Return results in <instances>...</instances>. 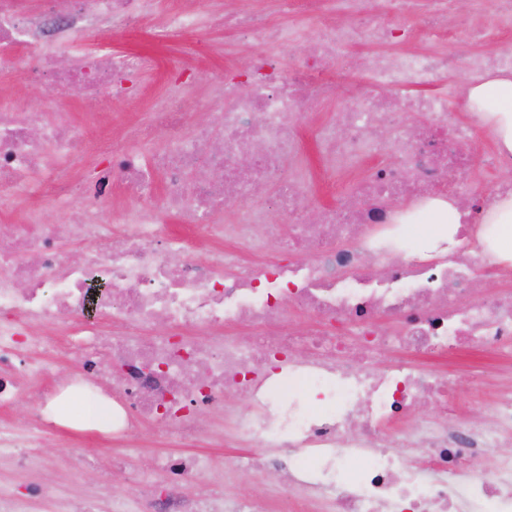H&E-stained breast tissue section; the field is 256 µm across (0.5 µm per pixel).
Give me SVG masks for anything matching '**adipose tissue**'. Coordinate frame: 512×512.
<instances>
[{"mask_svg": "<svg viewBox=\"0 0 512 512\" xmlns=\"http://www.w3.org/2000/svg\"><path fill=\"white\" fill-rule=\"evenodd\" d=\"M469 101L478 105L481 120L492 129L499 151L512 154V75L490 78L473 86ZM425 211L426 221L432 226L424 236L425 241L444 239L449 247H456L460 205L434 199ZM478 237L485 253L494 261L512 265V195L497 198L483 211Z\"/></svg>", "mask_w": 512, "mask_h": 512, "instance_id": "1", "label": "adipose tissue"}]
</instances>
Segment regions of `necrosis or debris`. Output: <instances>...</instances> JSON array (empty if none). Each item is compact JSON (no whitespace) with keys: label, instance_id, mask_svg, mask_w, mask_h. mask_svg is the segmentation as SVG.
Wrapping results in <instances>:
<instances>
[{"label":"necrosis or debris","instance_id":"4bbe7bcc","mask_svg":"<svg viewBox=\"0 0 512 512\" xmlns=\"http://www.w3.org/2000/svg\"><path fill=\"white\" fill-rule=\"evenodd\" d=\"M222 17L208 0H178L157 13L155 0H0V68L17 56L40 62V93L66 86L111 105L151 69L147 56L109 55L56 66L57 41L76 32L96 37L158 17L163 33L199 34L222 24L254 52L250 83L238 91L231 69L202 89L168 84L150 125L131 124L103 138L93 191L74 195L69 166L83 160L89 127L69 113L32 110L0 93V409L26 397L65 395L60 356L79 363L84 389L112 402L111 431L101 439L118 453L138 446L145 425L161 430L174 456L129 475L128 492L102 500L87 490L55 512H512V292L483 287L476 268L512 280V267L490 262L475 241L476 211L463 214L453 255L424 257L398 233L410 205L456 200L457 173L482 163L511 167L492 151L475 159L459 148L476 124H456L449 98L468 105L464 88L444 92L455 56L434 51L447 34L436 21L448 0H275L258 20L250 0ZM498 24L472 22L486 51L467 57V81L512 73V0H494ZM314 11L318 37L291 73L269 47L305 43L289 16ZM421 14L430 27L410 46L375 58L364 83L339 87L328 61L354 45L390 41L391 20ZM432 88L429 96L420 95ZM354 98L332 123L317 125L320 170L340 180L339 203L309 213L317 186L304 162L303 118L336 93ZM205 105L215 122L195 123ZM425 121L412 126L409 117ZM156 140L151 153L145 141ZM389 153L392 161L363 180L359 166ZM206 167L199 181L188 175ZM166 181L155 189L156 174ZM63 212L45 220L46 207ZM112 211L103 223V208ZM237 212L235 223L221 219ZM274 208L286 221H268ZM187 216L211 249L188 255L168 222ZM276 254H269V245ZM81 250L69 261L66 246ZM183 252L172 263L173 252ZM304 326H295L293 315ZM482 347L500 360L490 374L460 384L427 370L463 349ZM383 357L375 366V357ZM495 387L488 416L468 421L466 390ZM430 417L416 415L418 403ZM218 414L228 456L196 452L200 417ZM60 427L41 418L0 419V462L32 474L0 496V512H34L45 498L41 453ZM420 448L422 471L404 470L394 443ZM494 456L491 469L483 460ZM274 469L281 486L264 501L248 488L227 499L187 483L225 472L254 476ZM167 473L159 482V473Z\"/></svg>","mask_w":512,"mask_h":512}]
</instances>
